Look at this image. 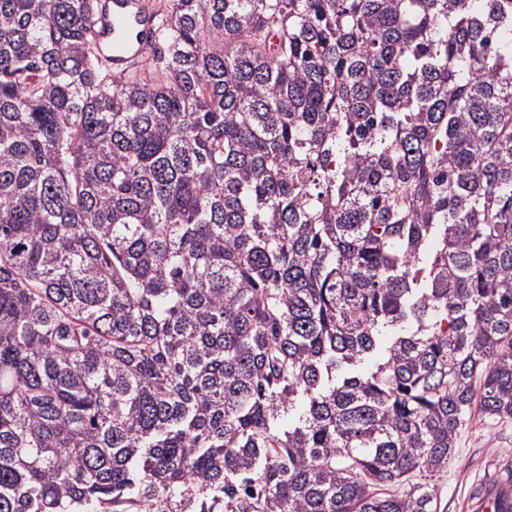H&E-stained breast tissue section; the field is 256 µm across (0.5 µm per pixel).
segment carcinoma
<instances>
[{
  "label": "carcinoma",
  "mask_w": 512,
  "mask_h": 512,
  "mask_svg": "<svg viewBox=\"0 0 512 512\" xmlns=\"http://www.w3.org/2000/svg\"><path fill=\"white\" fill-rule=\"evenodd\" d=\"M0 0V512H438L512 418V0ZM146 0H103L97 20L96 38L112 43V68L119 73L131 63L153 52L155 17ZM497 468L512 474V418H489L474 409L459 429L448 468L415 473L414 482H428L438 491V512H468L473 491Z\"/></svg>",
  "instance_id": "cac0c4a2"
}]
</instances>
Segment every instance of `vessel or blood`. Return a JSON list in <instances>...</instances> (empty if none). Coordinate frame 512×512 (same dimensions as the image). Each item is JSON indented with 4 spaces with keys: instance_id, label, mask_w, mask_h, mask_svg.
I'll return each instance as SVG.
<instances>
[{
    "instance_id": "vessel-or-blood-1",
    "label": "vessel or blood",
    "mask_w": 512,
    "mask_h": 512,
    "mask_svg": "<svg viewBox=\"0 0 512 512\" xmlns=\"http://www.w3.org/2000/svg\"><path fill=\"white\" fill-rule=\"evenodd\" d=\"M155 18L147 0H102L96 38L112 47V68L126 69L153 52ZM469 512H512V486L496 484L478 499L470 501Z\"/></svg>"
}]
</instances>
